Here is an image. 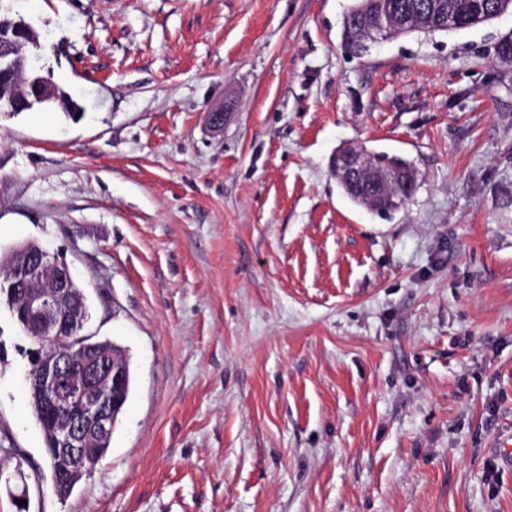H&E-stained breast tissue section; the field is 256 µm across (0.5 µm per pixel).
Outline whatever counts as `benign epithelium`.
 Here are the masks:
<instances>
[{"label":"benign epithelium","mask_w":512,"mask_h":512,"mask_svg":"<svg viewBox=\"0 0 512 512\" xmlns=\"http://www.w3.org/2000/svg\"><path fill=\"white\" fill-rule=\"evenodd\" d=\"M394 21L385 3H379L377 28L364 29L369 39L388 33ZM7 34L0 38V80L14 85L11 112H25L56 100L55 84L49 78L25 72L15 63L20 45L38 43V34L24 21H10ZM332 171L341 182L354 183L365 189V201L380 197L395 205L398 200L386 194L395 186L411 187L414 169L393 166L377 169L368 154L357 144L344 145L332 160ZM18 299L26 321V333L42 342H57L73 335L80 325L81 310L74 300L77 280L64 257L52 255L42 247L24 250L0 283ZM32 376L46 390L55 411L58 439L63 449L64 465L58 483L65 482L67 472L86 464L87 445L110 428V413L105 392L117 396L123 378L122 366L86 348L80 357L57 354L42 345L31 354Z\"/></svg>","instance_id":"benign-epithelium-1"}]
</instances>
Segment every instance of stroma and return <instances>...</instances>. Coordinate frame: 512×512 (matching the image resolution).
<instances>
[{"mask_svg": "<svg viewBox=\"0 0 512 512\" xmlns=\"http://www.w3.org/2000/svg\"><path fill=\"white\" fill-rule=\"evenodd\" d=\"M352 3L0 0L83 107L0 118V249L62 253L133 373L59 499L0 304V512H512V12L351 57ZM347 142L418 169L390 218ZM361 147L366 150L368 154ZM361 147L355 143H348L336 153L332 160V171L336 179L341 182L354 183L356 185L350 186L339 181L336 182L345 196L353 204L368 207L384 216L390 215L401 206L392 208L389 206L371 205L367 202H373L375 198L380 197L388 204H398L399 201L395 197L387 195L385 190L395 186L410 188L416 181L415 168L411 161L402 156L386 152H376L368 149L364 145H361ZM397 159L409 163L414 169L403 166L377 169L372 164L373 162L377 166H386ZM357 185L366 190L365 201L360 199ZM375 191L377 193L373 194Z\"/></svg>", "mask_w": 512, "mask_h": 512, "instance_id": "obj_1", "label": "stroma"}]
</instances>
